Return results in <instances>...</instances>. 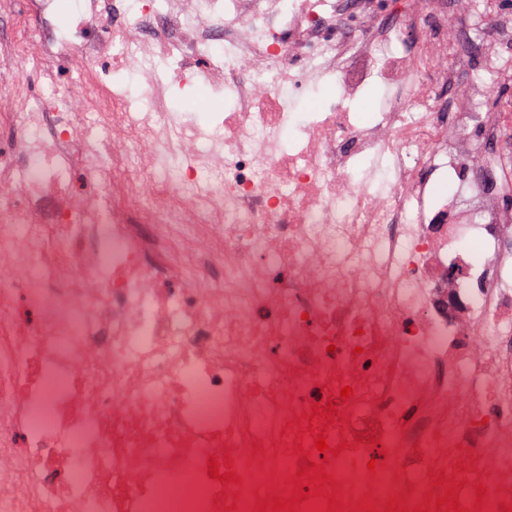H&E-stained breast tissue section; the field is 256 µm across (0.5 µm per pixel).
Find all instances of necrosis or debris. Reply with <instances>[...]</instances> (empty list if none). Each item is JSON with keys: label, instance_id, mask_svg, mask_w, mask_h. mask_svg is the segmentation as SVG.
<instances>
[{"label": "necrosis or debris", "instance_id": "4bbe7bcc", "mask_svg": "<svg viewBox=\"0 0 512 512\" xmlns=\"http://www.w3.org/2000/svg\"><path fill=\"white\" fill-rule=\"evenodd\" d=\"M474 4L0 0V512H216L311 462L414 505L469 463L461 506H512V17ZM174 106L181 112H190L200 122L204 121L207 112H224L228 105L227 98L210 92L202 96L199 83L175 88L171 95ZM386 97V91L381 85L367 84L353 101V112H360L359 115L363 120H369L375 112H379L385 103Z\"/></svg>", "mask_w": 512, "mask_h": 512}]
</instances>
